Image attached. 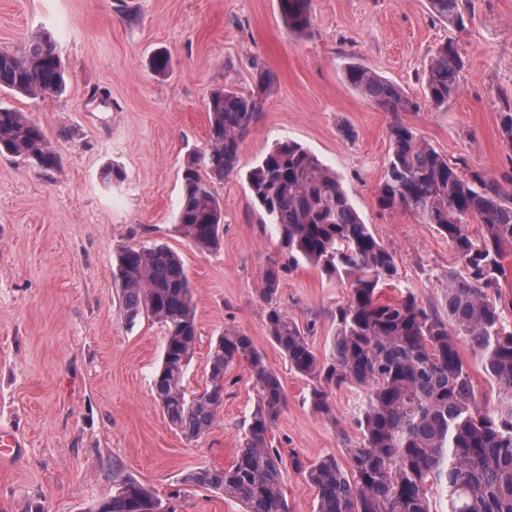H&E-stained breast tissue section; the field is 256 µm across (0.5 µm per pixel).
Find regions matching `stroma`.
Segmentation results:
<instances>
[{
  "label": "stroma",
  "mask_w": 512,
  "mask_h": 512,
  "mask_svg": "<svg viewBox=\"0 0 512 512\" xmlns=\"http://www.w3.org/2000/svg\"><path fill=\"white\" fill-rule=\"evenodd\" d=\"M311 17L298 37L278 0H0V49L19 53L49 33L68 78L58 98L0 91V105L40 122L63 161L50 178L0 154V428L23 444L15 460L0 462V512H88L111 497L115 460L160 498L180 490L177 512H240L184 477L232 463L256 390L237 364L207 433L190 440L168 421L152 392L166 331L147 315L128 325L115 278L120 248L153 244L178 253L192 282L200 340L187 389L204 388L211 341L227 331L249 336L287 398L270 440L299 461L286 468L290 512H314L305 469L328 454L345 460L363 392L334 389L335 419L317 413L311 380L270 338L261 277L285 255L276 226L254 212L245 175L276 142L310 149L394 252L397 275L384 298L409 292L440 306L459 259L434 225L378 206L392 117L353 91L343 70L359 63L420 99L434 51L455 41L459 95L447 109L400 118L439 153L507 183L512 150L500 140L498 114L512 101V0H475L462 29L428 0H312ZM159 52L172 62L162 75L151 67ZM255 59L275 83L241 146L238 174L215 186L224 202L220 245L202 251L176 229L182 168L207 140L209 92L228 77L249 81ZM96 90L108 92V105L93 101ZM112 165L123 180H104ZM347 297V284L303 262L284 275L276 302L322 356Z\"/></svg>",
  "instance_id": "obj_1"
}]
</instances>
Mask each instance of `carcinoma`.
Masks as SVG:
<instances>
[{
  "mask_svg": "<svg viewBox=\"0 0 512 512\" xmlns=\"http://www.w3.org/2000/svg\"><path fill=\"white\" fill-rule=\"evenodd\" d=\"M312 0H279L288 32L311 26ZM433 12L461 28L474 14L473 0H429ZM462 60L448 41L430 58L422 84L426 102L448 108L460 91ZM252 84L231 81L207 97L208 138L182 171L177 229L194 246L220 245L223 207L214 184L238 173L239 152L261 119L273 75L256 61ZM346 83L379 110L395 117L390 154L377 190L378 205L412 211L448 236L462 269L448 275L442 295L446 316L420 305L409 293L380 301V290L397 273L394 253L358 215L336 172L295 141L276 143L246 173L255 205L275 224L288 262H273L261 294L273 299L283 275L305 261L330 277L347 279V300L336 307L330 353L317 356L300 327L278 307L266 328L290 368L313 381L311 407L336 418L330 402L343 385L364 391L355 417L360 439L347 449L349 467L329 455L307 478L316 491L315 512H433L426 485L447 491V512H512V325L488 290L502 275L500 258L512 247V193L465 162L451 161L403 123L402 112L419 103L376 71L356 63ZM0 89L28 97L60 96L65 74L51 37L37 36L17 55L0 50ZM500 138L512 149V105L499 113ZM20 158L40 174L61 170V156L43 126L25 113L0 106V153ZM482 225L478 237L467 225ZM121 302L133 324L143 314L166 329L162 362L153 379L155 400L187 438L208 432L224 402V377L247 363L257 399L245 423L236 458L222 469H201L183 482L219 491L241 512H290L283 493L281 450L269 439L286 396L277 373L250 337L227 331L210 349L208 384L188 392L185 375L198 340L192 287L177 253L165 245L127 247L117 259ZM453 326L454 333L448 332ZM478 353L503 405L478 407L456 337ZM112 497L89 512H156L151 490L112 461Z\"/></svg>",
  "mask_w": 512,
  "mask_h": 512,
  "instance_id": "carcinoma-1",
  "label": "carcinoma"
}]
</instances>
